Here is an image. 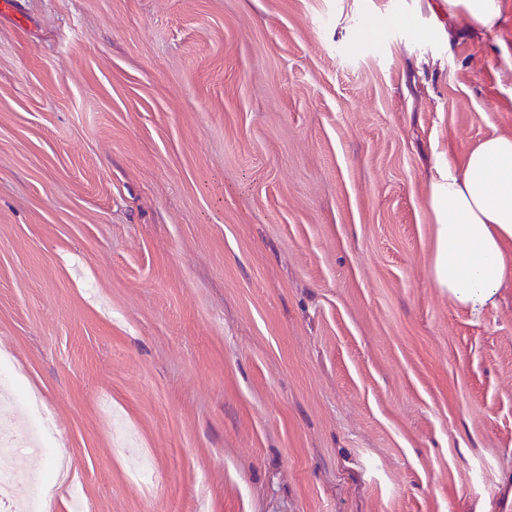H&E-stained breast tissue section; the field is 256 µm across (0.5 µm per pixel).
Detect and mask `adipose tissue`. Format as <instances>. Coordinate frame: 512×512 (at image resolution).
Instances as JSON below:
<instances>
[{"mask_svg":"<svg viewBox=\"0 0 512 512\" xmlns=\"http://www.w3.org/2000/svg\"><path fill=\"white\" fill-rule=\"evenodd\" d=\"M449 13L493 30L501 0H445ZM435 218L433 279L472 315L512 288V137L491 134L473 146L460 170L431 181Z\"/></svg>","mask_w":512,"mask_h":512,"instance_id":"1","label":"adipose tissue"}]
</instances>
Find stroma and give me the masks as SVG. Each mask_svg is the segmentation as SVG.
Instances as JSON below:
<instances>
[{
  "label": "stroma",
  "instance_id": "obj_1",
  "mask_svg": "<svg viewBox=\"0 0 512 512\" xmlns=\"http://www.w3.org/2000/svg\"><path fill=\"white\" fill-rule=\"evenodd\" d=\"M0 387L56 512H512V288L430 182L512 136V0H14ZM449 14L461 15L473 27L492 31L501 17V0H445Z\"/></svg>",
  "mask_w": 512,
  "mask_h": 512
}]
</instances>
